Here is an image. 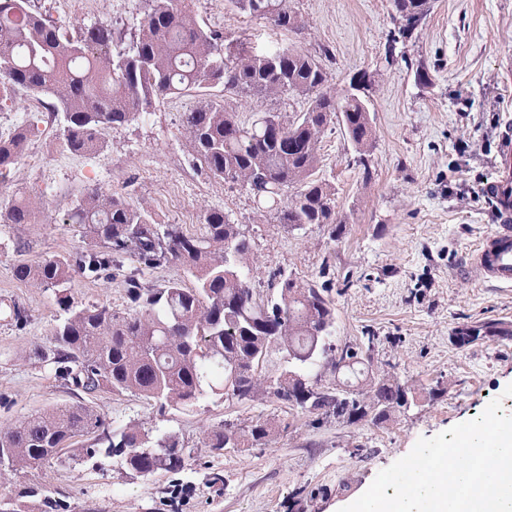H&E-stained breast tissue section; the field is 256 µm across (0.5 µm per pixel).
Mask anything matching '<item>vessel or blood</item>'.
Wrapping results in <instances>:
<instances>
[{"label": "vessel or blood", "instance_id": "vessel-or-blood-1", "mask_svg": "<svg viewBox=\"0 0 512 512\" xmlns=\"http://www.w3.org/2000/svg\"><path fill=\"white\" fill-rule=\"evenodd\" d=\"M484 194L496 205L498 224L462 262V269L479 268L486 278L512 284V127H506L498 145V162Z\"/></svg>", "mask_w": 512, "mask_h": 512}]
</instances>
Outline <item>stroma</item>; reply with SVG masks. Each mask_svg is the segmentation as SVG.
Instances as JSON below:
<instances>
[{"mask_svg":"<svg viewBox=\"0 0 512 512\" xmlns=\"http://www.w3.org/2000/svg\"><path fill=\"white\" fill-rule=\"evenodd\" d=\"M40 12L68 29L143 17L144 0H34ZM304 26L276 29L233 9L228 0H186L188 10L223 30L252 54L293 45L321 59L331 88L366 75L373 117V176L363 180L355 149L339 127L320 143L317 172L336 189L339 240L326 228L291 231L258 211L240 186L197 166L182 114L194 96L157 102L144 120L107 130L94 152L64 146L55 124L42 119L22 159L9 170L0 200L31 205V224H0V429L61 405L86 404L115 428L162 430L192 449L183 469L133 476L118 458L77 457L89 436L69 441L60 460L0 479V501L25 499L27 487L51 490L67 512H339L377 474L406 456L419 438L477 417L501 399L512 415V340L460 348L451 336L463 325L512 324V287L476 268L460 274L468 252L496 225L484 185L498 161L497 146L512 117V0H433L412 38L392 43L393 0H291ZM429 83H418L417 69ZM97 189L123 197L160 224L201 231L207 210L228 213L251 241L240 261L253 288L267 293L273 274L310 281L322 263L334 273L332 339L360 342L371 330L372 370L385 362L415 391L417 403L381 426L348 424L288 406L273 397L240 403L208 396L193 408L158 412L154 402L108 389L85 393L58 380L50 359L64 315L58 300L126 307L121 275L96 281L73 277L46 289L17 280L18 263H38L85 248L89 236L68 223L72 200ZM27 312L16 323L14 306ZM449 390L430 399L436 384ZM267 419L273 436L256 448L210 453L211 433L224 420ZM363 446L364 455L353 452ZM224 481L210 485L211 472Z\"/></svg>","mask_w":512,"mask_h":512,"instance_id":"35a3bbf8","label":"stroma"}]
</instances>
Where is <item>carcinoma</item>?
<instances>
[{
  "mask_svg": "<svg viewBox=\"0 0 512 512\" xmlns=\"http://www.w3.org/2000/svg\"><path fill=\"white\" fill-rule=\"evenodd\" d=\"M138 23H98L74 33L45 17L30 0H0V104L20 92L48 99L45 109L62 114V136L74 152L101 146L108 129L149 114L156 102L193 93L195 109L183 113L195 159L219 180L244 187L257 209L279 224L304 230L317 224L336 240L345 226L337 221L336 190L316 176L318 144L337 125L357 152L363 179L372 178L368 146L372 118L366 76L354 77L337 93L315 57L288 45L249 54L224 33L191 18L181 0H145ZM238 11L293 32L303 26L290 0H229ZM398 36L409 38L431 12V0H394ZM304 98L307 108L282 121L266 112L245 124L230 111L232 96ZM31 129L0 141V169L17 163ZM29 207L0 203L1 224H29ZM68 222L87 227L92 244L67 257L19 264L14 276L49 289L78 275L109 276L131 259L124 276L127 307L85 306L60 300L64 317L54 336L55 375L84 392L106 388L135 392L163 411L193 407L208 395L239 402L273 396L314 413L336 415L331 387L323 384V363L357 357V343H327L335 309L330 298V265L323 263L321 284L279 273L260 297L237 256L250 249L222 211L201 215L203 230L183 233L175 224H156L124 199L97 189L76 198ZM224 253L212 256L211 246ZM178 264L196 281L186 288L178 279L148 286L146 270ZM482 336H510L512 326L489 320L475 326ZM278 346L287 366L261 379L269 349ZM411 388L391 373L365 376L343 407L346 422L379 426L414 403ZM91 436L83 453L118 456L134 474L146 477L167 455L166 470L183 467L185 453L176 437L134 429L115 430L86 405H66L27 416L0 430V475L38 468L60 459L64 443ZM268 422H224L208 447L214 454L245 443L263 445Z\"/></svg>",
  "mask_w": 512,
  "mask_h": 512,
  "instance_id": "cac0c4a2",
  "label": "carcinoma"
}]
</instances>
